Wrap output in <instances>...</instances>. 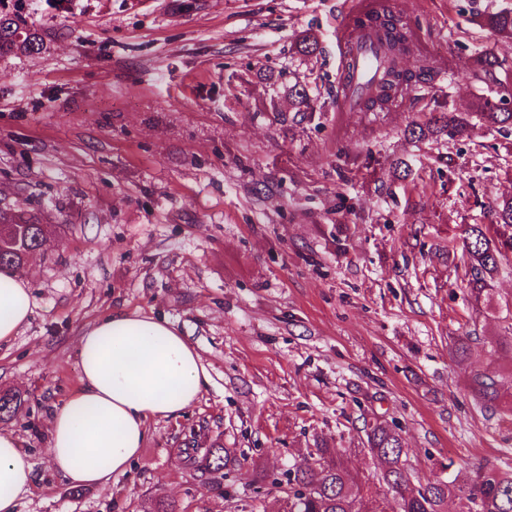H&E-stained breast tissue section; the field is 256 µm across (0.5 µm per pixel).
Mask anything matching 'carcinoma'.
Segmentation results:
<instances>
[{
    "mask_svg": "<svg viewBox=\"0 0 512 512\" xmlns=\"http://www.w3.org/2000/svg\"><path fill=\"white\" fill-rule=\"evenodd\" d=\"M368 25L380 36L384 50L383 78L364 103L365 111L383 110L397 101L410 87L428 81L424 68L403 66L411 34L397 26L388 0H375L366 14ZM482 25L497 39L512 42V11L500 10L484 15ZM43 48L40 35L20 28L17 19L0 14V56L27 55ZM502 60L492 50L476 53L467 77L486 85H502L512 78H500ZM310 95L305 88L288 90V104L301 119L311 121ZM475 113L490 126L512 129V108L501 96L483 97ZM468 120L458 112H440L427 123L414 127L410 135L417 139L440 140L463 134ZM49 226L34 215L0 212V268L21 270L31 253L43 241ZM462 258L468 267L466 293L475 302L488 298L492 282L502 262L512 254V198L504 199L495 209L492 224H470L462 240ZM469 389L474 400L485 410H495L503 401L497 380L486 371L470 376ZM22 404L19 394L0 395V417L9 416ZM362 451L377 459L381 469L373 478H355L343 465L346 448L319 445L309 458L292 466L286 473L288 512H387V494L397 497L396 512H447L448 500L458 503V512H512V471L480 466L466 481L448 474L443 478L414 482L407 464V452L398 427L375 421L366 425ZM189 459L205 470H219L230 460L223 447L199 452L195 442Z\"/></svg>",
    "mask_w": 512,
    "mask_h": 512,
    "instance_id": "carcinoma-1",
    "label": "carcinoma"
}]
</instances>
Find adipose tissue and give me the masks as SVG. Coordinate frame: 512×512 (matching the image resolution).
<instances>
[{
	"instance_id": "ef3b65f1",
	"label": "adipose tissue",
	"mask_w": 512,
	"mask_h": 512,
	"mask_svg": "<svg viewBox=\"0 0 512 512\" xmlns=\"http://www.w3.org/2000/svg\"><path fill=\"white\" fill-rule=\"evenodd\" d=\"M23 276L0 269V344L29 323ZM81 385L49 420L48 453L65 482L105 486L127 476L148 441L151 421L181 416L210 381L195 348L165 319L117 310L78 343ZM34 465L19 439L0 432V512H18L31 494Z\"/></svg>"
}]
</instances>
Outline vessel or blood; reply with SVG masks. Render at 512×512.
<instances>
[{"instance_id":"1","label":"vessel or blood","mask_w":512,"mask_h":512,"mask_svg":"<svg viewBox=\"0 0 512 512\" xmlns=\"http://www.w3.org/2000/svg\"><path fill=\"white\" fill-rule=\"evenodd\" d=\"M359 0H348L336 21V43L341 56L351 60V67L341 71V91L338 109L360 111L363 101L377 84L383 47L375 34L355 28L353 19L360 10Z\"/></svg>"}]
</instances>
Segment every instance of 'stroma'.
Masks as SVG:
<instances>
[{
    "label": "stroma",
    "mask_w": 512,
    "mask_h": 512,
    "mask_svg": "<svg viewBox=\"0 0 512 512\" xmlns=\"http://www.w3.org/2000/svg\"><path fill=\"white\" fill-rule=\"evenodd\" d=\"M343 0H0L42 51L0 57V212L51 225L21 274L29 324L0 344V419L34 463L20 512H283L275 485L315 441L349 472L374 419L402 430L416 477L512 469V412L467 389L496 372L512 394V260L490 301L471 302L456 248L512 196V135L408 139L435 103L466 110L475 50L502 52L481 23L512 0H390L414 32L407 64L432 68L406 106L339 112ZM318 52H296L302 35ZM308 86L320 120L288 105ZM279 111H272L271 101ZM409 170L393 174V161ZM116 310L169 320L210 382L183 415L149 425L143 455L109 486L53 474L48 419L80 384L82 332ZM472 333L470 355L455 336ZM232 461L208 472L189 439Z\"/></svg>",
    "instance_id": "stroma-1"
}]
</instances>
